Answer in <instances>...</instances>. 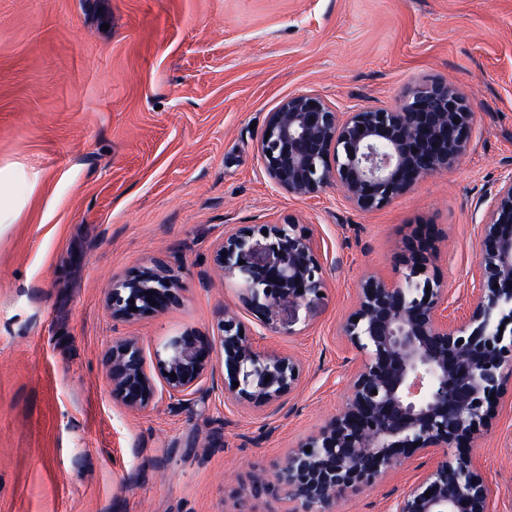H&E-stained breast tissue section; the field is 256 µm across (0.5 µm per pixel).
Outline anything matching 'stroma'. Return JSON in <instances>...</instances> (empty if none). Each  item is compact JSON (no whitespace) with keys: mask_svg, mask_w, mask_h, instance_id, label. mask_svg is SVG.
I'll list each match as a JSON object with an SVG mask.
<instances>
[{"mask_svg":"<svg viewBox=\"0 0 512 512\" xmlns=\"http://www.w3.org/2000/svg\"><path fill=\"white\" fill-rule=\"evenodd\" d=\"M427 80L474 112L448 171L370 212L269 181L257 144L288 96L393 108ZM511 173L512 0H0V512H296L252 476L346 404L355 353L339 326L360 278L394 276L402 241L436 232L448 317L463 320ZM289 220L325 285L283 336L212 253L225 232ZM159 259L180 301L113 316L112 282ZM227 307L255 346L300 363L279 410L225 397L217 352L183 404L113 400V345L135 339L153 366L169 338L214 335ZM471 453L489 512H512V374ZM432 464L350 488L335 512H389Z\"/></svg>","mask_w":512,"mask_h":512,"instance_id":"stroma-1","label":"stroma"}]
</instances>
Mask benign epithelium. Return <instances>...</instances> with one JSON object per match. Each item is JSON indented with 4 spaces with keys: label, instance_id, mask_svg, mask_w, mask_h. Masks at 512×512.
Wrapping results in <instances>:
<instances>
[{
    "label": "benign epithelium",
    "instance_id": "1",
    "mask_svg": "<svg viewBox=\"0 0 512 512\" xmlns=\"http://www.w3.org/2000/svg\"><path fill=\"white\" fill-rule=\"evenodd\" d=\"M473 112L442 81L414 86L394 109L341 113L321 95L300 92L269 113L257 152L278 189L297 198L339 190L352 206L379 209L420 179L442 173L466 150ZM261 238L248 230L224 236L215 268L239 280L244 300L274 332L291 336L286 307L321 293L324 279L311 237L293 221L268 224ZM479 293L467 319L451 324L442 312L448 292L435 273L433 240L409 237L399 276L365 274L340 335L360 354L346 405L314 435L289 450L254 486L290 493L298 512H334L345 490L374 481L414 456L457 449L437 461L396 500L391 512H487L488 491L468 451L495 407L512 345L500 327L512 324V174L493 196L479 234ZM180 288L157 260L153 268L112 285V315L136 318L179 302ZM155 305H150V302ZM237 314L224 308L214 336L184 333L157 354L163 392L181 400L197 386L220 349L224 393L267 408L296 386L300 371L287 355L260 350L240 334ZM112 398L145 409L156 398L151 368L133 341L106 354ZM271 379H266V376Z\"/></svg>",
    "mask_w": 512,
    "mask_h": 512
}]
</instances>
